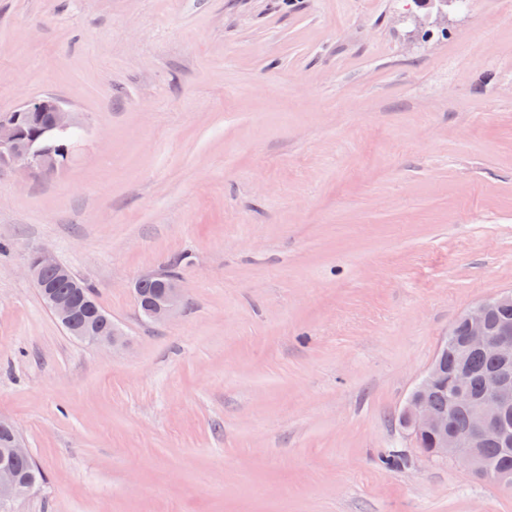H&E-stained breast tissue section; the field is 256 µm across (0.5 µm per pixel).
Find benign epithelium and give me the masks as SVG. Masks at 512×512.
I'll use <instances>...</instances> for the list:
<instances>
[{
	"label": "benign epithelium",
	"instance_id": "1",
	"mask_svg": "<svg viewBox=\"0 0 512 512\" xmlns=\"http://www.w3.org/2000/svg\"><path fill=\"white\" fill-rule=\"evenodd\" d=\"M435 11L412 21L418 27L429 22L443 25L448 0H431ZM78 128L73 112L60 98L44 94L27 100L6 115H0V169L14 168L31 176L53 175L63 169L70 158L72 146L60 142V136ZM27 276L48 302L53 316L64 327L75 324L83 304L82 298L58 294L54 288L71 279V272L47 250L34 253L26 267ZM54 275L48 279L47 275ZM147 283H160L162 289L148 306V323L164 324L182 307L183 280L164 272H148L135 283L136 299H141V288ZM512 303V290L501 292L463 310L460 318L466 327L464 353H491L496 357L498 369L485 377L480 397L473 398L466 388L469 370L459 366L453 374L454 385L448 395V413L437 414L427 408L418 397H411L401 412L403 428L416 448L433 462L454 461L471 472H481V462L474 449L498 439L508 440L503 419L512 412V326L504 325L493 333L487 328L491 307ZM125 343V333L112 324L110 334L96 336L92 344L101 348H115ZM448 379L442 360L435 357L423 378L415 387L424 391L445 387ZM468 412L467 423L459 430H448V416L458 409ZM0 428L7 431V454L12 458H31L17 428L1 421ZM430 434L434 443L422 447L421 436ZM30 492L18 481L17 473L8 464L0 465V512H11L14 504Z\"/></svg>",
	"mask_w": 512,
	"mask_h": 512
}]
</instances>
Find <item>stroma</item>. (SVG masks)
I'll use <instances>...</instances> for the list:
<instances>
[{
	"label": "stroma",
	"instance_id": "35a3bbf8",
	"mask_svg": "<svg viewBox=\"0 0 512 512\" xmlns=\"http://www.w3.org/2000/svg\"><path fill=\"white\" fill-rule=\"evenodd\" d=\"M0 0V114L82 127L0 172V419L14 512H512L397 416L458 315L512 289V0ZM53 253L128 335L68 336ZM154 326L132 294L178 257ZM395 457L387 467V457ZM75 114L60 98L44 94L0 115V170L42 176L63 169L72 146L62 144L60 136L78 128ZM26 274L34 282L38 292L47 299L51 313L62 326L70 327L76 322L74 331H68L64 328L68 335L75 339L79 336H84L80 335L83 333L84 326L92 322L96 326V332L93 334H97L89 335L96 336L94 337V341L90 342L92 345L101 348L112 347L114 350L117 346L125 343V333L116 323L112 322V316L97 302L93 289L89 285L73 274V284L76 288H67L70 286L68 283L63 285V287L66 288L57 287L59 283L70 281L71 272L59 263L49 251L41 250L34 253L26 267ZM48 274L54 275L53 280L47 278ZM52 288L67 293L74 291L82 292L88 300L96 305L99 313L103 315L107 322L98 320L97 316L88 317L86 315H82L76 321L77 316L84 306V304H82L83 298L58 294ZM109 330L110 334L106 336ZM147 283H160L163 285L159 294L148 306V323L152 325L164 324L172 319L182 307L184 300L183 280L172 278L164 272H148L142 275L135 283L133 291L136 301L141 299V288ZM0 428L6 430L8 434L5 447L9 457L23 458L13 461L15 469L18 471L23 482L27 486L32 487V489L22 487L18 481L17 473L9 464L2 463L0 465V508L4 512H9L12 511L18 499L34 490L42 482V473L33 459L30 461L24 460L32 458V456L28 448H26L16 426L10 422L1 421ZM6 448H3V439L1 441L0 435V461L1 454Z\"/></svg>",
	"mask_w": 512,
	"mask_h": 512
}]
</instances>
